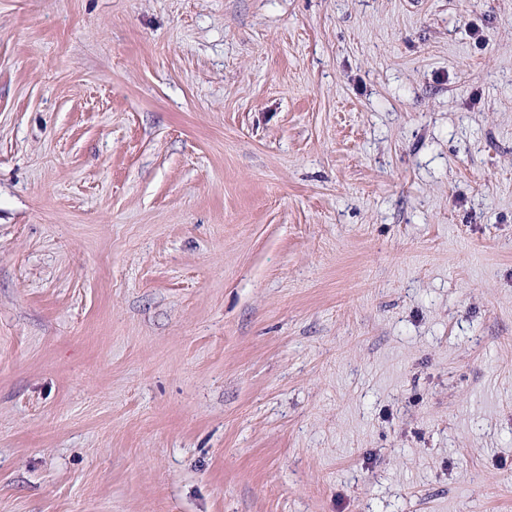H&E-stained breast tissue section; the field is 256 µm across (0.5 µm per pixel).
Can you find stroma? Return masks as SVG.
<instances>
[{
  "label": "stroma",
  "instance_id": "35a3bbf8",
  "mask_svg": "<svg viewBox=\"0 0 512 512\" xmlns=\"http://www.w3.org/2000/svg\"><path fill=\"white\" fill-rule=\"evenodd\" d=\"M0 512H512V0H0Z\"/></svg>",
  "mask_w": 512,
  "mask_h": 512
}]
</instances>
